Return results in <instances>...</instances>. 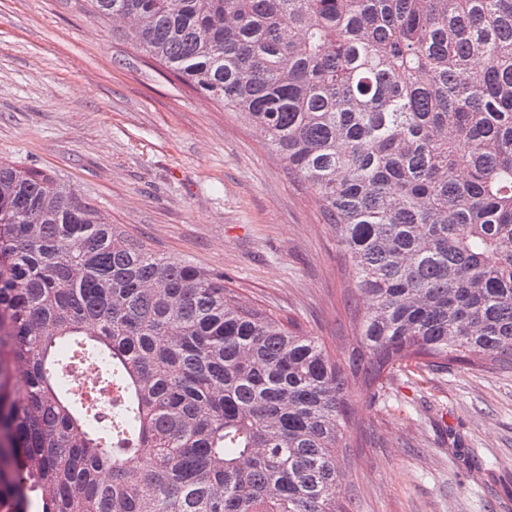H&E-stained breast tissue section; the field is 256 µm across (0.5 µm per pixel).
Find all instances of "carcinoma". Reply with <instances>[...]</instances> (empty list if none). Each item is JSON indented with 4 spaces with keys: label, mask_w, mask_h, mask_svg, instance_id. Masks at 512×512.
Masks as SVG:
<instances>
[{
    "label": "carcinoma",
    "mask_w": 512,
    "mask_h": 512,
    "mask_svg": "<svg viewBox=\"0 0 512 512\" xmlns=\"http://www.w3.org/2000/svg\"><path fill=\"white\" fill-rule=\"evenodd\" d=\"M87 2L244 112L369 306L341 366L224 275L1 163L0 512H342L349 376L512 374V0ZM61 343L108 360L91 388H62ZM114 384L119 409L86 403Z\"/></svg>",
    "instance_id": "carcinoma-1"
}]
</instances>
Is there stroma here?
Instances as JSON below:
<instances>
[{
	"instance_id": "stroma-1",
	"label": "stroma",
	"mask_w": 512,
	"mask_h": 512,
	"mask_svg": "<svg viewBox=\"0 0 512 512\" xmlns=\"http://www.w3.org/2000/svg\"><path fill=\"white\" fill-rule=\"evenodd\" d=\"M0 162L50 169L338 361L356 347L366 303L304 183L87 0H0ZM350 396L346 512H512V376L403 368Z\"/></svg>"
}]
</instances>
